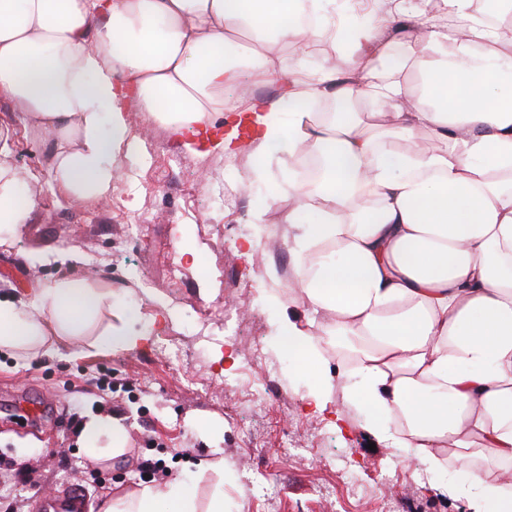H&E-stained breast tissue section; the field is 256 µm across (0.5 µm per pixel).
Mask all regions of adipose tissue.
I'll return each mask as SVG.
<instances>
[{
  "instance_id": "adipose-tissue-1",
  "label": "adipose tissue",
  "mask_w": 512,
  "mask_h": 512,
  "mask_svg": "<svg viewBox=\"0 0 512 512\" xmlns=\"http://www.w3.org/2000/svg\"><path fill=\"white\" fill-rule=\"evenodd\" d=\"M0 0V97L48 135L50 168L64 194L90 199L112 189L128 146L127 114L155 113L196 144L223 117L212 150L233 155L322 157L317 193L295 188L293 281L324 330L289 322L282 345L323 370L320 335L356 339L350 401L365 429L394 455L429 472L448 459L468 468L463 496L481 512H512V40L474 0H443L459 31L431 21L423 0H388L380 23L355 30L356 69L324 61L316 71L282 65L274 45H311L336 27V0ZM422 26L418 55L394 56L397 30ZM422 78L412 85L409 72ZM275 83L276 98L251 94ZM365 97L371 120L336 112L325 121L300 103ZM287 112L280 123L278 112ZM443 149L415 148L420 136ZM405 149H398V142ZM9 130L0 129V224L29 211L14 202ZM112 294L62 279L28 304L0 302V347L34 350L69 342L110 307ZM79 439L90 461L127 451L111 415H93ZM224 512L175 481L107 500L103 512Z\"/></svg>"
}]
</instances>
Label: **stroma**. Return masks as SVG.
<instances>
[{"instance_id": "obj_1", "label": "stroma", "mask_w": 512, "mask_h": 512, "mask_svg": "<svg viewBox=\"0 0 512 512\" xmlns=\"http://www.w3.org/2000/svg\"><path fill=\"white\" fill-rule=\"evenodd\" d=\"M139 153L122 157L118 190L84 200L49 190L53 180L44 139L24 125L12 103L0 99V124L8 126L17 181V205H30L25 224H0V301L22 304L57 279H77L111 290L117 308H136L147 339L137 347L92 348L57 342L48 355L0 347V503L36 512L39 498L81 478L89 463L71 418L99 411L120 419L128 452L124 462L99 464L110 475L91 493V512L108 495L136 488L140 457L162 460L170 479L196 481L200 499L224 489V512H472L448 487L461 483L460 468L435 475L400 460L384 445L369 447L361 407L346 399L349 370L331 356L323 374L303 368L281 346L280 325L305 323L308 309L291 286L293 230L285 208L270 205L268 184L288 186L292 164L270 158L265 181L251 182V158L227 156L201 146L188 150L149 112L127 115ZM266 208L258 230L251 213ZM149 224L133 238L139 217ZM257 239L252 255L246 240ZM80 263L63 265L57 252ZM181 265L182 280L171 269ZM228 330H213L217 318ZM175 332L180 361L158 349L160 336ZM264 389L271 409L255 412L241 377ZM111 387L97 388V379ZM327 386L332 406L344 414L318 415L304 401ZM58 407L59 423L31 428L7 407L22 395ZM223 457V475L208 469ZM368 492L351 495L347 471ZM333 487L325 495L324 487Z\"/></svg>"}]
</instances>
